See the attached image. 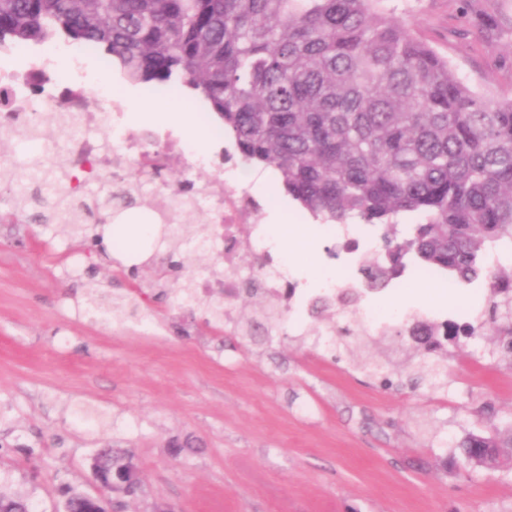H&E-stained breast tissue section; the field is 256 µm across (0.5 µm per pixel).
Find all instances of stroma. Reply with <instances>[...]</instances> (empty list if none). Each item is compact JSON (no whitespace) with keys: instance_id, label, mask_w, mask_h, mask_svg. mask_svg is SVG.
Here are the masks:
<instances>
[{"instance_id":"stroma-1","label":"stroma","mask_w":512,"mask_h":512,"mask_svg":"<svg viewBox=\"0 0 512 512\" xmlns=\"http://www.w3.org/2000/svg\"><path fill=\"white\" fill-rule=\"evenodd\" d=\"M394 17L447 55L459 76L487 94L512 85V44L487 39L485 0H387ZM268 168L239 164L261 198L264 224L315 230L295 275L318 281L330 253L335 272L372 264L381 227H365L353 254L339 251L323 222L263 185ZM100 254L34 224H0V493L40 512H61L66 488H88L104 444L126 451L141 480L123 512H512V474L456 465V441L512 421V368L484 325L448 362L441 387L412 380L427 358L407 325L356 334L342 353L317 345L342 325L339 304L312 309L306 326L261 319L269 300L241 294L236 325L214 332L202 314L154 299L147 262ZM97 264L112 293L140 284L141 322L119 325L85 311V266ZM414 269L369 294L377 309L428 312L441 322L485 305V281L435 286L420 296ZM381 359V374L362 365ZM84 409L85 421L75 420Z\"/></svg>"}]
</instances>
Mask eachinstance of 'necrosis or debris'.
<instances>
[{
  "label": "necrosis or debris",
  "mask_w": 512,
  "mask_h": 512,
  "mask_svg": "<svg viewBox=\"0 0 512 512\" xmlns=\"http://www.w3.org/2000/svg\"><path fill=\"white\" fill-rule=\"evenodd\" d=\"M96 57L90 46L70 49L58 45L30 60L23 50L0 45V97L6 100L5 107L0 108V130L18 123L40 124L50 112L78 115L61 138L30 140L39 161L18 169L15 190L33 188L43 199H51L54 186L44 162L60 154L68 158L71 168L85 171L88 180L94 182L107 178L117 185L130 168H137L148 173V186L156 191L174 160L188 173L207 167L223 170L224 154L210 157L173 133L131 128L125 121L127 106L111 88L102 91L103 109L86 107L90 82L87 65ZM196 198L200 210L217 226L204 248L224 255L223 275H200L199 293L227 302L236 298L243 283L237 245L243 241L260 259V287L283 304L293 323H301L312 301L298 295L287 251L259 220L260 203L237 182L225 184L219 192L197 190Z\"/></svg>",
  "instance_id": "4bbe7bcc"
}]
</instances>
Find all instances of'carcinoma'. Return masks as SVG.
Wrapping results in <instances>:
<instances>
[{
  "instance_id": "cac0c4a2",
  "label": "carcinoma",
  "mask_w": 512,
  "mask_h": 512,
  "mask_svg": "<svg viewBox=\"0 0 512 512\" xmlns=\"http://www.w3.org/2000/svg\"><path fill=\"white\" fill-rule=\"evenodd\" d=\"M487 31L512 41V0H495ZM383 0H0V42L93 44L131 78L148 85H183L210 105L235 138L242 160L277 170L304 209L335 224L357 219L386 227L381 261L361 273L385 285L415 259L421 270L471 283L486 272L490 296L481 317L509 337L512 354V267L486 265L488 254L512 252V93L491 98L463 82L436 49L382 7ZM41 127L15 128L0 138L41 137ZM56 196L13 193L0 168L3 220L24 218L72 241L96 231L112 205V186L87 187L78 200L64 155L48 165ZM126 206L146 202L137 174L121 189ZM423 220L395 233L398 216ZM203 231L179 224L166 240L167 266L152 287L174 301L205 303L207 324L224 327V303L196 294L195 274L168 287L187 242ZM86 310L120 324L137 311L125 297L99 292L92 278ZM452 323L446 340L475 336ZM446 350L422 367L435 381ZM460 468L512 469V425L470 433L459 444Z\"/></svg>"
}]
</instances>
